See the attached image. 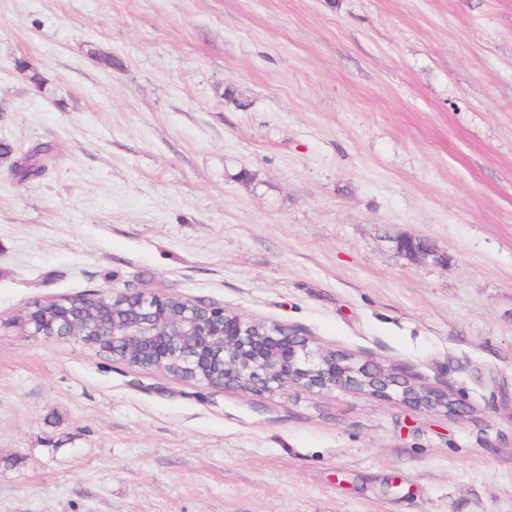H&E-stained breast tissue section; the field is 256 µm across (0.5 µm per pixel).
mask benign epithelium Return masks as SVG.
I'll list each match as a JSON object with an SVG mask.
<instances>
[{
	"instance_id": "benign-epithelium-1",
	"label": "benign epithelium",
	"mask_w": 512,
	"mask_h": 512,
	"mask_svg": "<svg viewBox=\"0 0 512 512\" xmlns=\"http://www.w3.org/2000/svg\"><path fill=\"white\" fill-rule=\"evenodd\" d=\"M400 251L424 261L432 251L412 237ZM31 335L44 341L74 338L135 367L176 369L208 388L237 387L269 393L293 387L320 391H393L416 410L465 413L452 394L418 386L377 363L315 347L292 327L257 324L222 307L151 290H107L89 298L37 303L27 313Z\"/></svg>"
}]
</instances>
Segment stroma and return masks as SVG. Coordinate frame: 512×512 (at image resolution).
Wrapping results in <instances>:
<instances>
[{"instance_id": "obj_1", "label": "stroma", "mask_w": 512, "mask_h": 512, "mask_svg": "<svg viewBox=\"0 0 512 512\" xmlns=\"http://www.w3.org/2000/svg\"><path fill=\"white\" fill-rule=\"evenodd\" d=\"M3 143L0 512H512V0H0ZM109 288L466 413L211 389L25 323Z\"/></svg>"}]
</instances>
